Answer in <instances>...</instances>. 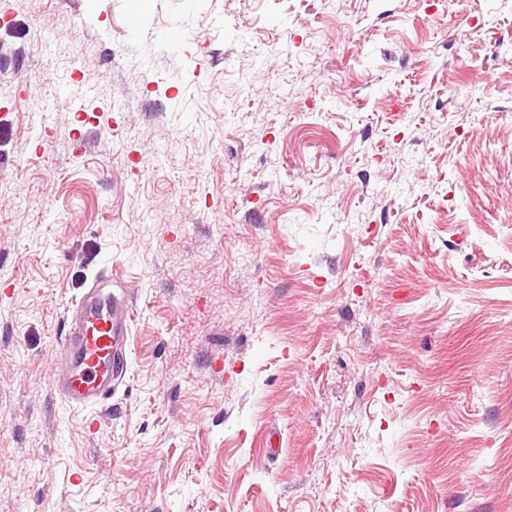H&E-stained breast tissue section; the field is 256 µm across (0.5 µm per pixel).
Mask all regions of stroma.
Returning a JSON list of instances; mask_svg holds the SVG:
<instances>
[{
  "label": "stroma",
  "mask_w": 512,
  "mask_h": 512,
  "mask_svg": "<svg viewBox=\"0 0 512 512\" xmlns=\"http://www.w3.org/2000/svg\"><path fill=\"white\" fill-rule=\"evenodd\" d=\"M0 512H512V0H0ZM133 310L112 279L97 277L71 302L56 353L54 392L68 406L86 409L111 398L128 369Z\"/></svg>",
  "instance_id": "1"
}]
</instances>
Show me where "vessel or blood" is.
<instances>
[{
	"label": "vessel or blood",
	"mask_w": 512,
	"mask_h": 512,
	"mask_svg": "<svg viewBox=\"0 0 512 512\" xmlns=\"http://www.w3.org/2000/svg\"><path fill=\"white\" fill-rule=\"evenodd\" d=\"M133 310L109 279L91 281L71 302L66 333L56 353L54 392L68 406L86 409L111 398L128 369Z\"/></svg>",
	"instance_id": "1"
}]
</instances>
